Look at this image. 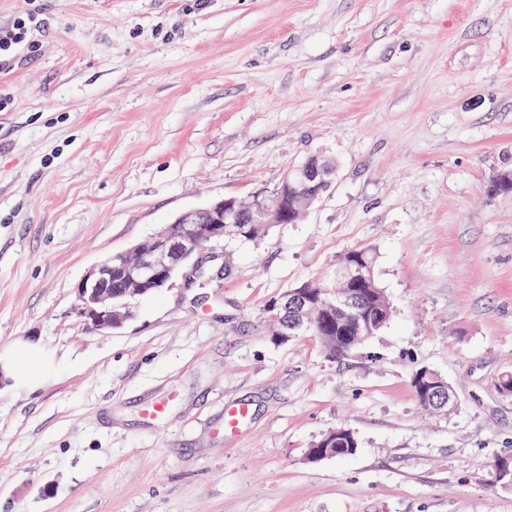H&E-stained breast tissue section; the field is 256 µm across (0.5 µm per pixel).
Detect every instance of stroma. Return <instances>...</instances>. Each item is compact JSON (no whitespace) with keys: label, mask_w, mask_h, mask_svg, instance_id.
I'll return each instance as SVG.
<instances>
[{"label":"stroma","mask_w":512,"mask_h":512,"mask_svg":"<svg viewBox=\"0 0 512 512\" xmlns=\"http://www.w3.org/2000/svg\"><path fill=\"white\" fill-rule=\"evenodd\" d=\"M30 3L0 67V348L62 371L0 384V512H512V0H0V27ZM313 155L336 179L299 223L202 245L203 278L118 327L79 315L92 267ZM359 248L387 326L342 361L274 340L267 304ZM339 427L356 453L308 460ZM37 17L35 10L26 9L14 20L10 28L3 31L0 29V63L6 61L18 45L26 42L31 29L38 24ZM57 368L54 356L36 341L18 340L0 351V377L16 388L35 389ZM432 371L427 367L420 368L415 375L416 381L421 382L422 387L420 389L422 398L424 400L430 401V403H434L435 396H444L445 401H448V411L454 408L457 405V396L453 388L443 381L439 383L429 382L428 379L431 378ZM434 385H440L442 387V391H438V389H434ZM248 409L243 405L224 406V425L222 427L225 438L235 437L241 423L248 416Z\"/></svg>","instance_id":"obj_1"}]
</instances>
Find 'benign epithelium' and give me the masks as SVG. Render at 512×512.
Masks as SVG:
<instances>
[{"label":"benign epithelium","mask_w":512,"mask_h":512,"mask_svg":"<svg viewBox=\"0 0 512 512\" xmlns=\"http://www.w3.org/2000/svg\"><path fill=\"white\" fill-rule=\"evenodd\" d=\"M334 167L317 156L289 169L281 184L271 193H257L247 201L226 197L205 208L182 214L174 224L153 239L151 244H138L133 248L111 255L93 267L79 282L77 295L79 313L100 329L119 325L129 314L128 305L117 302L148 290L167 286L174 274L185 268L202 241H224L226 224H290L302 219L300 206L310 207L324 197L333 182ZM120 276V293L113 292V276ZM365 279L352 281L340 293L325 294V302L303 292H286L267 304L273 311L292 308L294 317L280 320L279 336H304L312 331L323 335L330 313L350 318L362 312L363 304L357 288ZM431 370L420 368L415 379L421 382L424 400L434 401L443 396L448 408L457 405L453 388L441 381L442 390L434 389L429 381Z\"/></svg>","instance_id":"obj_1"}]
</instances>
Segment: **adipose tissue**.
Listing matches in <instances>:
<instances>
[{
    "mask_svg": "<svg viewBox=\"0 0 512 512\" xmlns=\"http://www.w3.org/2000/svg\"><path fill=\"white\" fill-rule=\"evenodd\" d=\"M57 368L54 356L36 341L19 340L0 352V377L16 388L35 389Z\"/></svg>",
    "mask_w": 512,
    "mask_h": 512,
    "instance_id": "adipose-tissue-1",
    "label": "adipose tissue"
}]
</instances>
